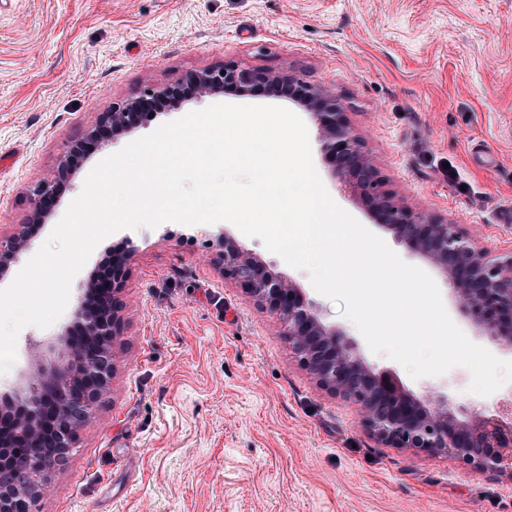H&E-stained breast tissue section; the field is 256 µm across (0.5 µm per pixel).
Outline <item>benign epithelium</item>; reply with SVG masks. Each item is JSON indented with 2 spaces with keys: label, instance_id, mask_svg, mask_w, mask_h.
<instances>
[{
  "label": "benign epithelium",
  "instance_id": "benign-epithelium-1",
  "mask_svg": "<svg viewBox=\"0 0 512 512\" xmlns=\"http://www.w3.org/2000/svg\"><path fill=\"white\" fill-rule=\"evenodd\" d=\"M191 83L200 99L221 95L228 87L244 95L262 89L309 112L341 190L363 200L376 223L452 283L455 305L477 335L512 353V243L493 252L448 219L411 206L386 189L385 177L364 139L347 124L335 94L286 69L246 68L235 62L198 71ZM157 99L178 108L183 102L180 84L147 88L139 97L113 105L87 138L103 146L130 132L129 116ZM70 163L68 154L35 188L32 222H45L53 211ZM216 241L224 279L246 287L276 315L299 364L320 386L356 407L358 426L381 447L445 454L512 482V417L505 420L485 407L458 405L444 392L416 396L391 373L372 368L355 341L325 324L316 303L292 281L268 270L226 232ZM26 246L21 228L0 238V279ZM106 289L112 292L108 314L84 317L81 308L75 310L85 320L86 342L59 337L54 361L35 357L23 383L11 394H0V512H31L48 473L74 448L78 429L91 419L110 383L115 358L111 338L121 330V281L112 280Z\"/></svg>",
  "mask_w": 512,
  "mask_h": 512
}]
</instances>
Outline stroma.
Returning a JSON list of instances; mask_svg holds the SVG:
<instances>
[{
	"mask_svg": "<svg viewBox=\"0 0 512 512\" xmlns=\"http://www.w3.org/2000/svg\"><path fill=\"white\" fill-rule=\"evenodd\" d=\"M227 61L288 69L335 93L388 190L483 246L512 240V0H0V235L27 225L22 262L96 164L212 101L157 110L98 148L86 134L101 113ZM306 126L330 197L422 266L341 191L314 121ZM78 145L83 156L53 214L32 223L34 188ZM448 163L456 180L444 174ZM212 231L171 221L115 231L74 277L62 316L20 330L0 391L18 383L34 350L73 328L101 264L129 253L110 385L35 512H512V482L369 438L355 407L299 365L275 315L225 280ZM230 233L360 341L375 370L420 396L444 390L461 405L512 403V382L482 397L462 366L412 378L362 344L342 304L318 294L308 272L260 239Z\"/></svg>",
	"mask_w": 512,
	"mask_h": 512,
	"instance_id": "35a3bbf8",
	"label": "stroma"
}]
</instances>
